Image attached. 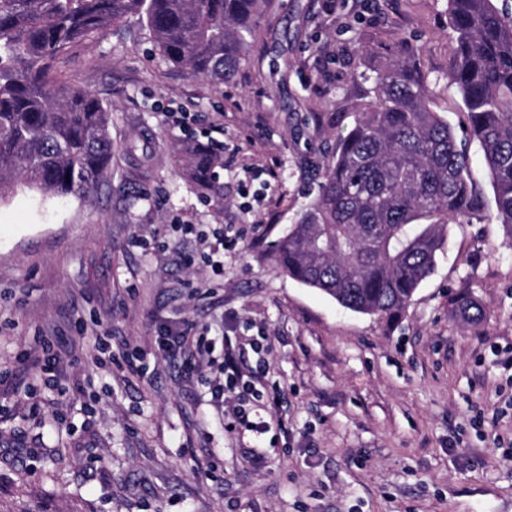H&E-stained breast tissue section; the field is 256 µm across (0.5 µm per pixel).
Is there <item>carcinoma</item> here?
<instances>
[{
	"mask_svg": "<svg viewBox=\"0 0 512 512\" xmlns=\"http://www.w3.org/2000/svg\"><path fill=\"white\" fill-rule=\"evenodd\" d=\"M269 0H0V199L21 184L86 197L112 161L111 112L54 66L74 46L131 15L191 75L231 81ZM451 82L492 175L493 219L512 241V18L496 0H448ZM372 97L322 173L318 195L273 246L275 267L353 312L399 321L432 274L448 226L486 202L466 146L428 104L425 76L397 61L375 71ZM221 156L187 151L192 185L215 191ZM469 324L484 315L470 290L453 298Z\"/></svg>",
	"mask_w": 512,
	"mask_h": 512,
	"instance_id": "1",
	"label": "carcinoma"
}]
</instances>
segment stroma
<instances>
[{
  "label": "stroma",
  "instance_id": "1",
  "mask_svg": "<svg viewBox=\"0 0 512 512\" xmlns=\"http://www.w3.org/2000/svg\"><path fill=\"white\" fill-rule=\"evenodd\" d=\"M448 0H272L233 82L168 62L144 17L58 69L112 116V168L86 198L0 199V512H512V243L452 227L397 324L279 272L271 245L316 196L375 67L409 59L456 134ZM222 143L221 193L185 181L176 144ZM251 211H244L243 203ZM193 224L183 237L179 224ZM243 239L224 273L214 228ZM472 288L468 325L449 299ZM264 333L251 417L158 348L161 327ZM61 356L50 388L36 374ZM143 356L131 372L128 354Z\"/></svg>",
  "mask_w": 512,
  "mask_h": 512
}]
</instances>
